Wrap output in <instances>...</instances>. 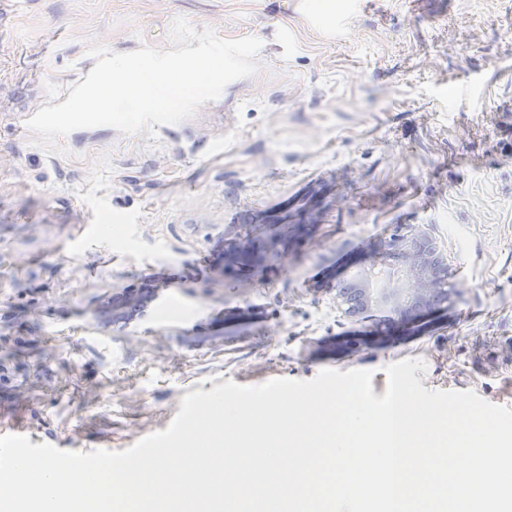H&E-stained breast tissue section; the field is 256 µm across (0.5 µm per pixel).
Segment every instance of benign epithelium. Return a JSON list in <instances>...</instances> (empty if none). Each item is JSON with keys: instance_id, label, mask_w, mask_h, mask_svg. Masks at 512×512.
Returning a JSON list of instances; mask_svg holds the SVG:
<instances>
[{"instance_id": "1", "label": "benign epithelium", "mask_w": 512, "mask_h": 512, "mask_svg": "<svg viewBox=\"0 0 512 512\" xmlns=\"http://www.w3.org/2000/svg\"><path fill=\"white\" fill-rule=\"evenodd\" d=\"M244 241L225 249V264H234L247 253ZM385 267H394L401 275L387 284L389 295L395 299L393 315L380 321L376 331L391 334L419 322L424 316L448 307L454 295L449 280L452 271L446 258L438 255L431 237L418 228L408 235L394 236L387 243L379 261L364 274L370 275ZM336 296L347 317L362 320L369 311L365 303V284L362 281H342L336 286Z\"/></svg>"}]
</instances>
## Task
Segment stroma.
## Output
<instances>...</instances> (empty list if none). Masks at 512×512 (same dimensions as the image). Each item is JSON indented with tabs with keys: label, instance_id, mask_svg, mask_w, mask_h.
<instances>
[{
	"label": "stroma",
	"instance_id": "1",
	"mask_svg": "<svg viewBox=\"0 0 512 512\" xmlns=\"http://www.w3.org/2000/svg\"><path fill=\"white\" fill-rule=\"evenodd\" d=\"M178 17L261 38L257 73L153 137L34 144L92 43L166 49ZM417 227L453 302L390 336L344 317L336 284ZM158 271L160 329L138 293ZM409 358L512 408V0H0V413L121 451L195 390L362 369L380 397Z\"/></svg>",
	"mask_w": 512,
	"mask_h": 512
}]
</instances>
